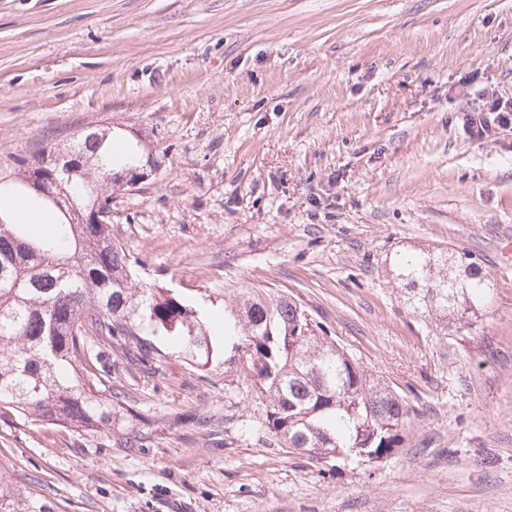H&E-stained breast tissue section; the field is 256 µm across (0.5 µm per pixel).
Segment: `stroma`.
<instances>
[{
  "instance_id": "obj_1",
  "label": "stroma",
  "mask_w": 512,
  "mask_h": 512,
  "mask_svg": "<svg viewBox=\"0 0 512 512\" xmlns=\"http://www.w3.org/2000/svg\"><path fill=\"white\" fill-rule=\"evenodd\" d=\"M512 0H0V177L88 126L156 169L112 192L137 282L216 314L242 284L300 303L412 405L388 457L271 445L223 358L112 356L121 412L86 433L0 414V512H512ZM497 283L438 335L396 252ZM510 106L506 104H497L492 109L496 112V116L491 119L485 116L482 112H477V115L470 116L465 128L466 133L469 137L480 140L487 137L492 130V123L497 122V127H506L512 124V112Z\"/></svg>"
}]
</instances>
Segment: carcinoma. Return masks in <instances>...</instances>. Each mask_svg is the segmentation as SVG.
I'll list each match as a JSON object with an SVG mask.
<instances>
[{
  "label": "carcinoma",
  "instance_id": "1",
  "mask_svg": "<svg viewBox=\"0 0 512 512\" xmlns=\"http://www.w3.org/2000/svg\"><path fill=\"white\" fill-rule=\"evenodd\" d=\"M116 136L108 126L91 141L78 132L69 142L38 143L16 159L23 180L0 187V200L30 192L24 179L38 173L49 195L37 204L59 214L48 236L0 219V410L95 432L112 422V352L158 375L166 340L197 370L224 350V363L250 381L261 425L289 449L325 462L371 461L401 447L412 407L331 337L317 335L294 300L243 285L221 327L198 301L133 280L112 224L96 221L112 202L115 177L143 161L131 145L117 166ZM52 155L69 158L77 173L45 163ZM394 262L405 303L442 335L491 314L496 284L466 255L422 250Z\"/></svg>",
  "mask_w": 512,
  "mask_h": 512
}]
</instances>
